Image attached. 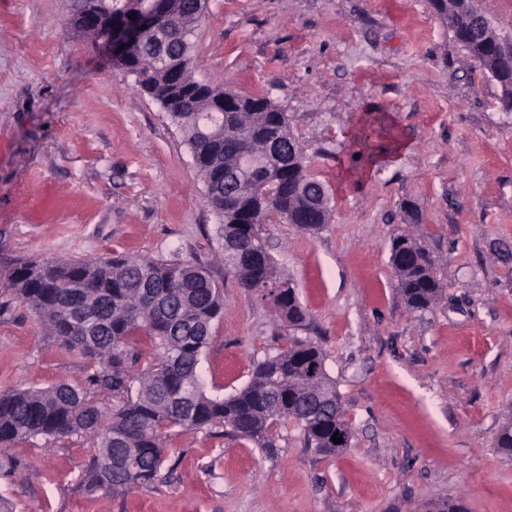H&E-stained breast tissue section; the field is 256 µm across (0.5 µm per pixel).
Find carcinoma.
<instances>
[{
  "label": "carcinoma",
  "mask_w": 512,
  "mask_h": 512,
  "mask_svg": "<svg viewBox=\"0 0 512 512\" xmlns=\"http://www.w3.org/2000/svg\"><path fill=\"white\" fill-rule=\"evenodd\" d=\"M433 11L468 56L495 80L501 98L512 100V79L498 76L512 39L490 20L479 22L462 0H429ZM141 0H112V12L80 14L70 0L69 24L102 38L109 14L126 17ZM204 0H188L186 13L170 22L171 53L158 52L149 38L130 63L114 66L135 76L139 89L161 105L181 130L194 166L206 186V202L217 215L224 267L248 292L271 297L274 310L291 326L307 319L290 279L269 254L262 235L273 214L308 233L331 218L324 186L306 171V157L294 145L288 116L264 95H236L220 109L226 91L206 84L184 102L169 85L168 69L180 64V45L192 48L203 20ZM277 138L279 157H266ZM390 265L396 290L413 310L439 300L443 283L430 252L408 235L393 239ZM275 274L284 285L266 289ZM16 300L70 350L95 368L89 388L66 383L0 394V477L13 476L20 461L14 447L37 439L94 434L96 446L82 476L89 493L129 494L149 487L167 460L170 431L224 427V435L258 448L276 447L274 426L292 421L307 446L339 455L332 436L353 434L341 396L327 372L322 349L293 339L278 353L252 365L248 382L227 398L209 395L198 372L214 321L223 306L222 284L197 258L163 261L121 254L96 259H47L16 267L10 279ZM154 351L139 365L143 344ZM112 396V405L101 396ZM494 447L512 456V414L494 436Z\"/></svg>",
  "instance_id": "obj_1"
}]
</instances>
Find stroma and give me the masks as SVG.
Masks as SVG:
<instances>
[{"label":"stroma","instance_id":"obj_1","mask_svg":"<svg viewBox=\"0 0 512 512\" xmlns=\"http://www.w3.org/2000/svg\"><path fill=\"white\" fill-rule=\"evenodd\" d=\"M196 79L267 95L288 115L311 177L331 198L318 233L272 218L263 235L309 312L288 326L224 273L218 219L181 131L70 28L67 0H0V392L88 385L91 364L48 336L10 294L27 261L195 257L223 283L200 375L214 395L298 338L320 345L353 439L337 456L293 424L274 453L223 428L173 431L158 481L82 493L92 436L16 447L0 478L15 512H512V457L493 446L512 412V112L428 0H206ZM387 112L402 161L357 166L361 115ZM407 234L434 256L444 293L425 311L395 288Z\"/></svg>","mask_w":512,"mask_h":512}]
</instances>
